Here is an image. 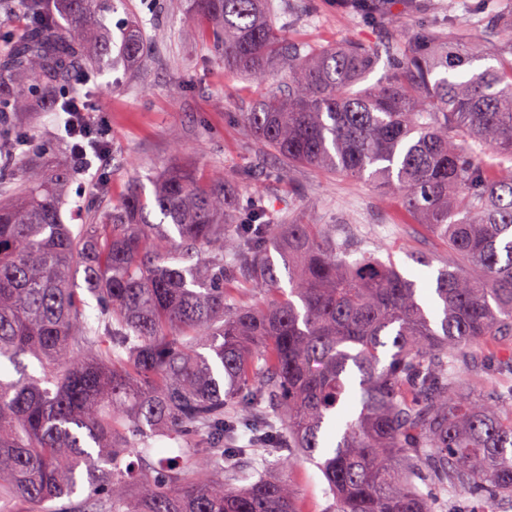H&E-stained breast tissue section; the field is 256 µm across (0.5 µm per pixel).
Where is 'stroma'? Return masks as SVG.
Segmentation results:
<instances>
[{
  "mask_svg": "<svg viewBox=\"0 0 512 512\" xmlns=\"http://www.w3.org/2000/svg\"><path fill=\"white\" fill-rule=\"evenodd\" d=\"M476 2L435 0L433 12L409 13L400 0H388L386 19L407 36L425 24L451 23L483 39L499 0H486L479 14ZM272 16L274 22H288L290 36L304 42L335 44L372 35L339 0H272ZM192 17L193 0H123L108 13L113 40L136 23L149 52L132 63L116 46L108 67L96 76L101 110L95 118L109 130L108 157L95 178L79 174L70 183L65 223H88L89 212L116 205L137 181L175 162L229 174L245 169L254 177L248 189L239 191V200L251 193L268 196L288 224L348 225L360 232L367 249H391L403 274L434 276L447 257L445 246L409 223L397 198L365 181L306 167L294 169L288 181L276 180L273 158L239 119L258 95L255 85L225 71L205 28L188 33ZM18 121L22 130L33 133L40 147L36 158L45 171L68 161L58 146L60 130L52 110L37 107L19 114ZM420 253L430 265L416 262ZM286 476L300 490L306 512H324L329 506L327 484L314 465L294 460Z\"/></svg>",
  "mask_w": 512,
  "mask_h": 512,
  "instance_id": "1",
  "label": "stroma"
}]
</instances>
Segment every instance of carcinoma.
<instances>
[{
  "label": "carcinoma",
  "instance_id": "1",
  "mask_svg": "<svg viewBox=\"0 0 512 512\" xmlns=\"http://www.w3.org/2000/svg\"><path fill=\"white\" fill-rule=\"evenodd\" d=\"M47 2L25 0L36 21L0 51V162L23 170L0 198V502L303 512L285 478L236 485L241 430L265 467L312 462L327 512H436L434 491L488 509L512 498V387L482 358L492 345L512 372V167L481 162L512 159V0L489 43L451 25L407 40L377 0H345L377 39L323 46L290 42L268 0H196L224 65L264 87L240 116L275 176L310 167L398 197L448 247L428 289L334 224H283L260 194L236 207L225 181L246 185L247 170L174 166L151 179L153 209L135 187L92 223H64L74 172L44 173L13 114L101 71L109 4ZM142 38L126 29L127 57Z\"/></svg>",
  "mask_w": 512,
  "mask_h": 512
}]
</instances>
